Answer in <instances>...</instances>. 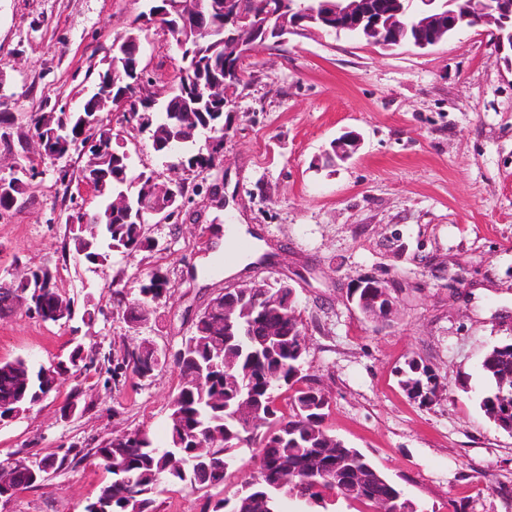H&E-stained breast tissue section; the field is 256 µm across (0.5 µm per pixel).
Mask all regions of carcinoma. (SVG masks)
<instances>
[{"label":"carcinoma","instance_id":"1","mask_svg":"<svg viewBox=\"0 0 512 512\" xmlns=\"http://www.w3.org/2000/svg\"><path fill=\"white\" fill-rule=\"evenodd\" d=\"M180 6L162 19L176 46L187 44L195 56L182 60L174 78L175 92L159 109L155 101L143 95L138 86L134 104L149 115L152 148L167 156H176L177 165L188 173H199L212 162V154L197 142L202 128L224 121V102L200 97L196 86L224 80V26L195 29L188 26L184 13L195 0H172ZM142 71L119 53L109 57L107 68L98 74L95 85L108 88L116 98L133 81L130 69ZM57 126H67L70 140L63 152H71L75 143H103L99 150L89 149L91 157L78 174L102 180L104 193L97 196L91 216L97 232L89 236L68 224V248L90 263H103L117 252L133 258L153 248L150 228L141 223L137 203L152 200L153 174L134 170L126 146L114 141L102 142L104 132L84 126L81 113L65 107L52 113ZM127 195L131 206L125 211L112 208V197ZM31 291L41 290L34 303L37 316L54 321L59 294L53 269L43 266L32 272ZM171 281L160 267L152 269L134 296L123 289L112 291V310L124 322L137 319L145 324L153 313L152 305L170 296ZM273 315L264 310L259 294L243 300L238 308V324L224 328V309H206L196 317L190 336L176 350V365L193 372L202 383L179 389L170 402L168 437L158 444L145 430L136 429L115 435L96 449V455L111 479L102 484L95 498L107 503L109 512H156L155 496L164 485L182 484L206 493L205 512H282L286 499L298 503V512H333L336 498L375 506V500L394 495L403 512H421L419 505L404 496L402 490L377 470L358 449L334 436L325 425L330 400L304 373L307 353L306 333L302 325L288 326V337L259 342ZM143 338L122 343L108 352L97 344L77 343L65 361L57 364L54 375L25 360L0 364V400H12L21 410L50 394L55 376L112 373L117 380L129 366L142 379H148L159 365ZM482 369L488 386L479 394L478 404L496 428L512 434V343L493 347L485 356ZM234 374L249 385L256 409L264 422L257 428L241 425L237 416L236 392L225 385V375ZM402 385L407 394L426 405L432 403L436 389L443 386L436 373L415 359L403 371ZM253 448L260 466L258 475L247 482L230 500L217 498L210 491L223 486L233 474L237 451ZM45 472H18L14 492L36 487Z\"/></svg>","mask_w":512,"mask_h":512}]
</instances>
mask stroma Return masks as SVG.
Returning a JSON list of instances; mask_svg holds the SVG:
<instances>
[{"label":"stroma","mask_w":512,"mask_h":512,"mask_svg":"<svg viewBox=\"0 0 512 512\" xmlns=\"http://www.w3.org/2000/svg\"><path fill=\"white\" fill-rule=\"evenodd\" d=\"M147 0H0V110L15 130L54 105L79 110L114 38ZM480 25L432 48L390 50L347 33L312 31L276 49H256L236 103L224 168L189 177L188 211L200 224H156L152 251L91 264L64 250L57 217L70 202L54 166L33 161L23 198L0 210V282L21 268L50 266L63 293L112 306L113 288H137L154 267L173 285L150 321L130 331L121 316L98 321L102 350L147 338L177 348L218 289L251 279H288L308 349L304 368L331 398L327 427L366 453L424 512L465 499L472 512H512V436L481 413L482 360L512 343V63ZM141 65L165 98L180 65L167 35L140 33ZM359 134L347 160H329L331 140ZM123 137L137 170L172 176L149 133ZM404 285L395 317L366 318L350 301L356 280ZM70 327L17 314L0 318V360L48 366L66 359ZM420 359L444 388L419 406L399 385ZM181 385L171 363L148 380L105 385L92 373L64 381L20 419L0 426V460L77 444L78 464L37 487L0 499V512H84L110 475L96 450L135 428L165 442L169 404ZM77 396L80 410L62 418Z\"/></svg>","instance_id":"stroma-1"}]
</instances>
